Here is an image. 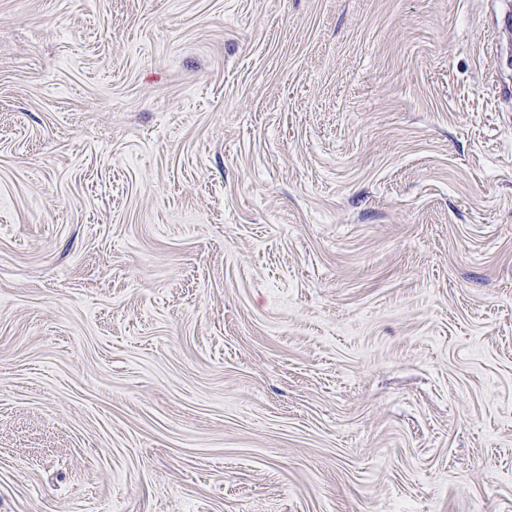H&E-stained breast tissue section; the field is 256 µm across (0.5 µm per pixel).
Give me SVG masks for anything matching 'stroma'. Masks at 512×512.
Listing matches in <instances>:
<instances>
[{
    "label": "stroma",
    "mask_w": 512,
    "mask_h": 512,
    "mask_svg": "<svg viewBox=\"0 0 512 512\" xmlns=\"http://www.w3.org/2000/svg\"><path fill=\"white\" fill-rule=\"evenodd\" d=\"M512 0H0V512H512Z\"/></svg>",
    "instance_id": "1"
}]
</instances>
